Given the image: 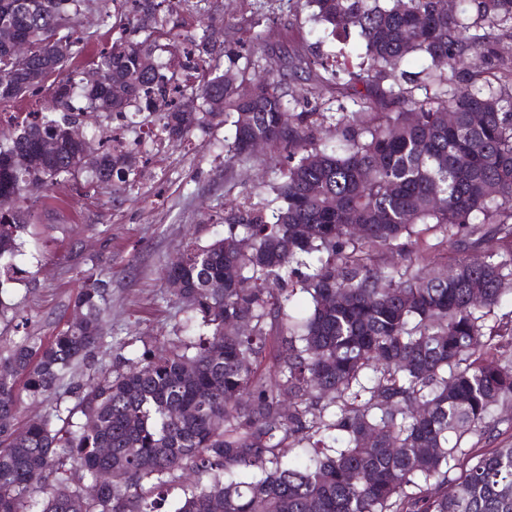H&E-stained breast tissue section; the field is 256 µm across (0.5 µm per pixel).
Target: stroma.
Here are the masks:
<instances>
[{
    "instance_id": "stroma-1",
    "label": "stroma",
    "mask_w": 512,
    "mask_h": 512,
    "mask_svg": "<svg viewBox=\"0 0 512 512\" xmlns=\"http://www.w3.org/2000/svg\"><path fill=\"white\" fill-rule=\"evenodd\" d=\"M177 8L166 21L178 32L201 18L220 28L227 46L221 70L247 83L253 68L238 50L254 44L289 97L315 80L299 68V56L333 49L322 27L293 0H179ZM230 135L226 123L195 130L183 143L139 141L144 161L118 189L94 191L64 180L28 197L30 226L16 257L28 275L9 285L4 298L23 310L29 333L47 340L70 321L85 275L99 273L110 283L104 319L112 353L99 357L96 367L76 368L73 380L111 367L114 355L141 354L143 341L162 346L198 335L197 324L186 320L185 303L168 285L166 264L187 247L227 233L225 202L270 207L283 169L280 151L271 146L256 162H226L224 140Z\"/></svg>"
}]
</instances>
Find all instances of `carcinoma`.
I'll return each instance as SVG.
<instances>
[{
    "label": "carcinoma",
    "mask_w": 512,
    "mask_h": 512,
    "mask_svg": "<svg viewBox=\"0 0 512 512\" xmlns=\"http://www.w3.org/2000/svg\"><path fill=\"white\" fill-rule=\"evenodd\" d=\"M130 2L128 14L98 7L124 38L88 63L89 79L73 34L90 0H0V30L12 35L0 40V105L56 76L53 106L0 138V197L78 177L111 185L135 153L94 147L71 129L85 114L134 107L156 115L160 142L234 114L226 161L254 160L258 138L282 149L284 180L273 187L282 204L269 217L225 204L227 235L167 263L207 332L71 383L72 405L21 430L23 398L49 396L112 351L108 282L86 275L74 300L82 319L49 341L27 335L0 349V512H30L37 493L39 512H512V445L463 449L512 403V360L499 355L501 328L488 320L512 293V63L462 75L467 62H486L494 40L512 37V0H464L454 12L448 0H296L332 38H361L351 83L401 77L381 90L397 111H378L356 90L358 110L329 117L290 110L266 68L245 90L218 72L208 58L221 45L204 21L179 40L196 58L187 83L155 60L159 3ZM411 55L427 62L422 99L402 69ZM300 63L321 84L339 79L320 55ZM448 111L452 125L441 119ZM315 116L334 121L336 146L318 142ZM28 224L22 206L0 212V293L25 279L15 258ZM420 224L453 245L448 269L423 271L424 250L417 267L374 264L404 251ZM242 235L254 242L248 252L237 249ZM485 242L484 263L472 265L469 251ZM298 293L312 303L300 318L290 313ZM287 448L304 458L284 460ZM452 461L462 472L451 479ZM76 467L98 483L96 495L74 482Z\"/></svg>",
    "instance_id": "obj_1"
}]
</instances>
